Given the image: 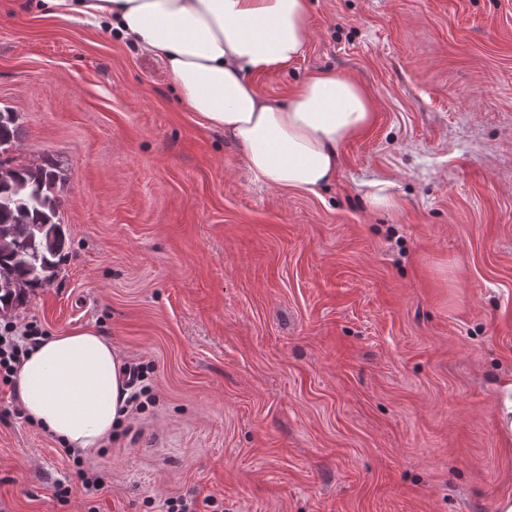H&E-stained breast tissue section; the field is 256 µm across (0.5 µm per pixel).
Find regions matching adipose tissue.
<instances>
[{
	"instance_id": "adipose-tissue-1",
	"label": "adipose tissue",
	"mask_w": 512,
	"mask_h": 512,
	"mask_svg": "<svg viewBox=\"0 0 512 512\" xmlns=\"http://www.w3.org/2000/svg\"><path fill=\"white\" fill-rule=\"evenodd\" d=\"M38 9L107 22L162 59L185 108L243 146L267 186L313 192L332 182L340 146L371 122L369 93L336 71L311 73L284 100L255 82L305 48L309 0H40ZM15 377L25 414L66 448L100 447L123 417V362L95 329L45 337Z\"/></svg>"
}]
</instances>
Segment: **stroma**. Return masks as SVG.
Here are the masks:
<instances>
[{
    "label": "stroma",
    "instance_id": "1",
    "mask_svg": "<svg viewBox=\"0 0 512 512\" xmlns=\"http://www.w3.org/2000/svg\"><path fill=\"white\" fill-rule=\"evenodd\" d=\"M310 73L371 95L317 192L262 184L165 63L0 0L10 155L55 164L56 278L0 312L91 326L152 399L73 454L0 384V512H500L512 499V0H310ZM387 180L375 209L365 182ZM85 469L102 483L90 493Z\"/></svg>",
    "mask_w": 512,
    "mask_h": 512
}]
</instances>
